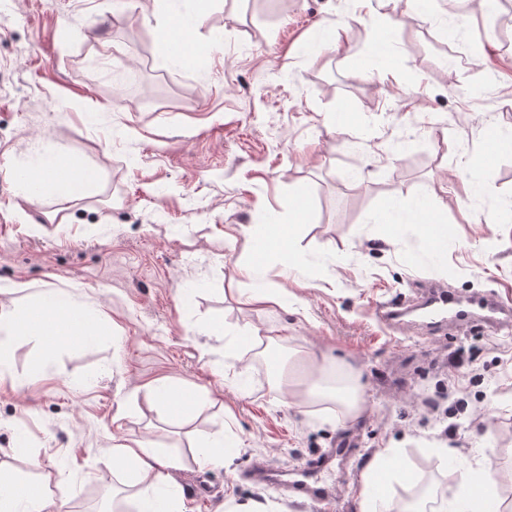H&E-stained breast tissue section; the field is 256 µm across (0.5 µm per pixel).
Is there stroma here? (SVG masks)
<instances>
[{"mask_svg": "<svg viewBox=\"0 0 512 512\" xmlns=\"http://www.w3.org/2000/svg\"><path fill=\"white\" fill-rule=\"evenodd\" d=\"M405 2L0 0V286L60 289L101 315L92 344L63 341L47 359L24 334L0 339V461L46 485L49 512H99L130 482L101 460L134 437L181 457L183 512H322L246 473L301 466L343 437L359 453L330 478L331 512H361L386 448L402 466L390 498L427 483L433 512L487 465L512 473V334L429 336L374 317L426 280L512 305V226L486 221L512 207V148L492 149L512 133V0L497 36L474 0ZM197 12L204 52L186 65L160 28ZM57 154L97 170L91 193L16 192V173ZM300 187L305 271L272 254L243 277L252 231L293 223ZM436 201L448 206L438 256L414 216ZM261 289L272 301L247 304ZM218 318L222 335L207 334ZM252 326L280 337L284 370L296 350L352 368L366 413L342 423L290 403L237 343ZM162 382L194 389L203 409L164 420ZM451 382L465 409L449 440L420 402ZM220 432L224 464L193 455Z\"/></svg>", "mask_w": 512, "mask_h": 512, "instance_id": "obj_1", "label": "stroma"}]
</instances>
